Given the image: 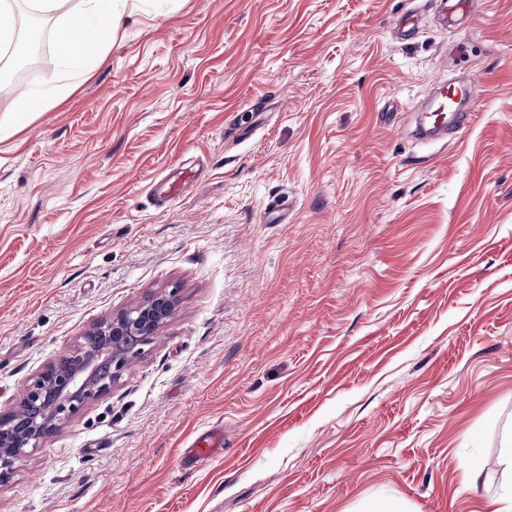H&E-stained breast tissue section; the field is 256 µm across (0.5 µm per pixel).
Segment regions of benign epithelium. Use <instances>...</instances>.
I'll use <instances>...</instances> for the list:
<instances>
[{
	"mask_svg": "<svg viewBox=\"0 0 512 512\" xmlns=\"http://www.w3.org/2000/svg\"><path fill=\"white\" fill-rule=\"evenodd\" d=\"M175 305V292L156 293L89 331L72 355L73 362L64 356L41 371L24 392V402L40 409L39 418L26 430L16 427L19 408H0V480L10 478L27 449L61 431L88 400L110 393L135 357L129 341L137 338L150 343Z\"/></svg>",
	"mask_w": 512,
	"mask_h": 512,
	"instance_id": "1",
	"label": "benign epithelium"
}]
</instances>
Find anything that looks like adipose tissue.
Wrapping results in <instances>:
<instances>
[{
    "mask_svg": "<svg viewBox=\"0 0 512 512\" xmlns=\"http://www.w3.org/2000/svg\"><path fill=\"white\" fill-rule=\"evenodd\" d=\"M31 11L54 17L59 60L73 77L91 67L128 9L129 0H27Z\"/></svg>",
    "mask_w": 512,
    "mask_h": 512,
    "instance_id": "adipose-tissue-1",
    "label": "adipose tissue"
}]
</instances>
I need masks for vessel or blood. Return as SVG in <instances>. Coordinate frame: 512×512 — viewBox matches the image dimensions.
Segmentation results:
<instances>
[{
	"instance_id": "obj_1",
	"label": "vessel or blood",
	"mask_w": 512,
	"mask_h": 512,
	"mask_svg": "<svg viewBox=\"0 0 512 512\" xmlns=\"http://www.w3.org/2000/svg\"><path fill=\"white\" fill-rule=\"evenodd\" d=\"M480 7V0H441L437 15L438 23L446 28L459 25L461 19L470 17ZM471 96V87L467 84L448 83L437 87L434 103L425 116L427 127L418 128L419 138L442 139L450 133H456L467 127L474 116L473 109L462 108V101ZM224 445V433L211 430L209 434L195 439L190 445V456L194 461H202Z\"/></svg>"
}]
</instances>
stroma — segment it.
Segmentation results:
<instances>
[{"instance_id":"35a3bbf8","label":"stroma","mask_w":512,"mask_h":512,"mask_svg":"<svg viewBox=\"0 0 512 512\" xmlns=\"http://www.w3.org/2000/svg\"><path fill=\"white\" fill-rule=\"evenodd\" d=\"M136 0L72 83L0 102V407L96 324L175 291L111 392L32 450L0 512H493L512 472V0ZM422 32L398 39L402 15ZM468 80L447 145L410 109ZM192 171L166 211L148 193ZM224 446L184 471L190 442ZM477 469H470V462ZM481 4L479 0H441L437 21L445 28H454L460 24L461 19L475 13ZM49 101L50 99L43 92L28 91L6 105L1 104L0 112H4L6 115L11 113L41 112ZM352 512H408V509L399 498L375 495L362 499Z\"/></svg>"}]
</instances>
